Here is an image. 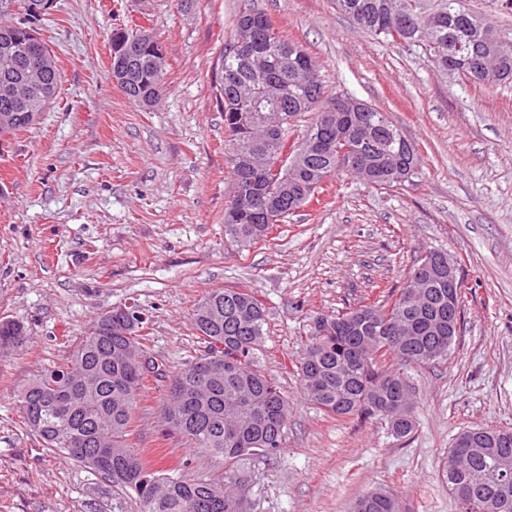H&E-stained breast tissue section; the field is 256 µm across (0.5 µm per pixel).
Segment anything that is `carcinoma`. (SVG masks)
I'll use <instances>...</instances> for the list:
<instances>
[{"label": "carcinoma", "instance_id": "obj_1", "mask_svg": "<svg viewBox=\"0 0 512 512\" xmlns=\"http://www.w3.org/2000/svg\"><path fill=\"white\" fill-rule=\"evenodd\" d=\"M462 0H336V8L362 30L393 44L421 51L457 78L493 88L512 82V29L461 5ZM41 19L25 16L0 25V113L10 121L0 138L33 125L29 113L44 112L56 98L59 69L31 76L21 46L38 32ZM121 47L113 60L125 73L119 84L136 105L151 107L164 95L166 73L153 68L150 30L134 23L119 28ZM246 53L224 45L216 82L224 112L227 161L234 175L224 207V234L241 246L263 240L273 225L303 207L339 174L336 150L346 148L367 183L389 188L409 177H382L407 156L408 141L393 121L362 103L358 112H339L326 121V80L311 85L304 71L317 68L308 50L289 41L274 24L254 29ZM288 85L281 100L246 97L255 83ZM315 113L306 131L327 128L335 149L303 159L300 169L274 170L285 145L300 140L290 134L294 117ZM246 156L242 165L234 150ZM448 252L433 248L417 257L405 280L421 281L418 293L378 287L374 298L355 307L312 320L303 355L292 364L304 398L338 418L385 421L395 438H409L416 422L401 397L410 393L409 372L448 359L457 337H448V302L462 313L461 293L448 296ZM267 307L248 290L212 289L193 306L190 321L203 340V354L170 375L163 409L166 430L188 439L202 458L224 461L214 479L168 476L148 465L128 443L131 424L150 372L139 359L147 356L144 320L135 318L134 335L119 333L124 313H102L79 337L66 361L15 394L25 428L44 447L131 491L138 512H241L247 478L236 463L247 455L273 459L286 447L288 400L281 388L256 366L265 335ZM27 328L0 318V356L24 342ZM396 361V367L386 360ZM450 457H468L467 469L443 466L448 491L459 512H512V430L475 427L461 431L448 449ZM349 512H402L393 494L373 491L356 499Z\"/></svg>", "mask_w": 512, "mask_h": 512}]
</instances>
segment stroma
<instances>
[{
    "mask_svg": "<svg viewBox=\"0 0 512 512\" xmlns=\"http://www.w3.org/2000/svg\"><path fill=\"white\" fill-rule=\"evenodd\" d=\"M256 7L307 48L328 85L385 112L417 148L413 183L330 178L322 202L243 247L224 235L233 173L215 67L235 20ZM148 20L167 50V91L149 109L109 75L110 34ZM41 33L61 74L37 124L0 149V317L28 325L0 358V512H136L114 487L27 432L22 385L65 361L101 313L131 303L151 357L172 373L203 350L190 324L214 288H250L268 307L257 366L288 397L287 446L251 456V512H348L381 489L403 512H458L441 467L461 429H512V85L454 81L418 51L359 29L333 0H53ZM439 247L463 278L461 336L447 360L410 373L416 431L336 419L304 400L291 363L313 317L400 288L415 254ZM164 382L150 381L129 443L170 474L222 463L166 435Z\"/></svg>",
    "mask_w": 512,
    "mask_h": 512,
    "instance_id": "1",
    "label": "stroma"
}]
</instances>
